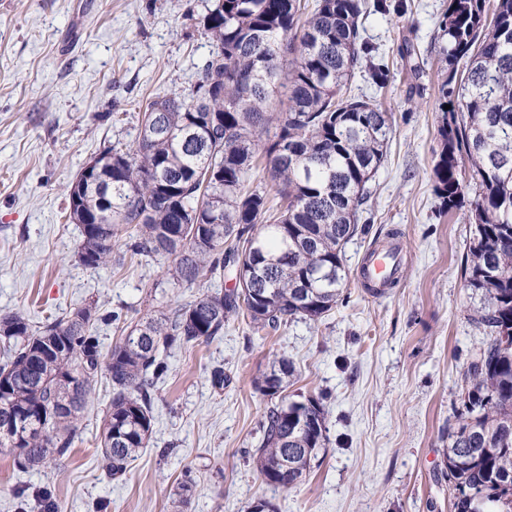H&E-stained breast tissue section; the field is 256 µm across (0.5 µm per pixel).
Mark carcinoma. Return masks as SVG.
<instances>
[{
	"label": "carcinoma",
	"mask_w": 512,
	"mask_h": 512,
	"mask_svg": "<svg viewBox=\"0 0 512 512\" xmlns=\"http://www.w3.org/2000/svg\"><path fill=\"white\" fill-rule=\"evenodd\" d=\"M366 3L209 0L202 23L214 49L191 94L149 100L135 148L104 149L99 171L68 186L81 265L170 259L178 286L226 273L234 286L137 323L106 351L93 303L39 325L1 316L0 452L19 467L71 454L102 374L112 389L102 470L125 474L147 447L171 348L214 338L232 316L276 331L343 300L345 245L371 230L360 219L392 133L389 113L347 93L367 50ZM435 49L444 115L435 191L446 214L469 207L464 278L485 336L448 430L446 477L454 512H512V0H448ZM259 154L263 186L251 184ZM293 373L282 356L257 382L278 401L251 455L266 484L284 490L303 483L328 431L323 396L282 395Z\"/></svg>",
	"instance_id": "obj_1"
}]
</instances>
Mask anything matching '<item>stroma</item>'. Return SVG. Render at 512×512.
Segmentation results:
<instances>
[{"mask_svg":"<svg viewBox=\"0 0 512 512\" xmlns=\"http://www.w3.org/2000/svg\"><path fill=\"white\" fill-rule=\"evenodd\" d=\"M371 13L369 53L351 92L393 116L384 164L362 219L370 235L345 247V300L319 322L255 332L243 319L221 336L167 354L149 445L108 479L97 437L112 389L99 379L70 456L38 470L0 454V512H40L50 489L59 512H244L264 499L276 512H452L443 450L464 408V374L482 337L470 319L464 212L442 213L433 167L441 150L434 41L448 0H387ZM202 0H0V315L31 323L89 302L117 321L97 322L102 348L135 323L181 307L228 279L168 283L169 263L137 257L89 269L75 253L65 187L107 147L136 145L141 112L156 94H190L213 49ZM417 64L399 53L403 41ZM385 65L384 88L369 78ZM403 244L399 284L372 296L359 277L365 253ZM294 365L288 393L323 394L327 442L291 491L267 485L247 452L270 403L255 386L274 358ZM223 367V388L210 380ZM196 486L187 509L176 495Z\"/></svg>","mask_w":512,"mask_h":512,"instance_id":"obj_1","label":"stroma"}]
</instances>
